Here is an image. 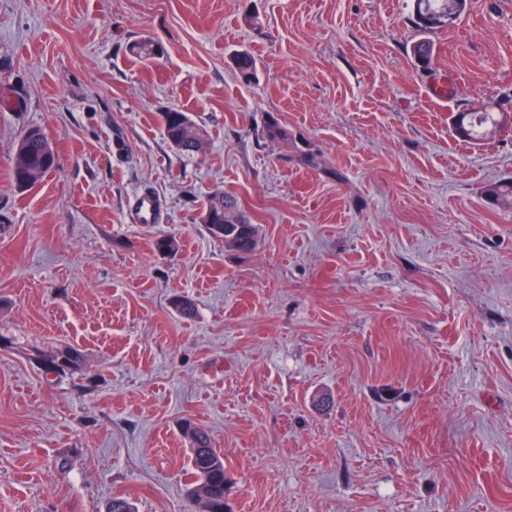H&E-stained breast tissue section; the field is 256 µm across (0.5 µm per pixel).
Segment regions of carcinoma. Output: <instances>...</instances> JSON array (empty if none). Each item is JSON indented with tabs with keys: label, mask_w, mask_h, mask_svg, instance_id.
I'll list each match as a JSON object with an SVG mask.
<instances>
[{
	"label": "carcinoma",
	"mask_w": 512,
	"mask_h": 512,
	"mask_svg": "<svg viewBox=\"0 0 512 512\" xmlns=\"http://www.w3.org/2000/svg\"><path fill=\"white\" fill-rule=\"evenodd\" d=\"M451 0H413L418 12L440 14L448 12ZM421 38L410 47L414 59L424 69L429 68L434 56V44L430 36L437 29H418ZM129 52L141 59L149 60L160 52V46L152 39L143 38L130 44ZM236 69L247 81L256 72V58L241 52L234 58ZM501 118V111L492 105L483 107V111L465 110L455 115L454 129L457 135L472 144H480L495 134ZM162 123L168 140L181 153L194 156L203 152L207 145V132L185 113L170 110L162 114ZM57 169L55 150L38 126L26 128L16 139L12 148L10 178L21 191L33 187L47 174ZM485 196L497 204H512V180L491 183L484 188ZM200 222L215 238L224 241V247L240 252L250 253L256 249L258 230L252 224L248 213L242 209L237 198L225 191L212 192L203 207ZM43 359L41 369L47 376L62 377L81 372L85 357L83 352L66 346L51 351L37 352ZM183 434L189 440L190 473L193 483L205 488L212 496L209 512H224V459L213 448L208 431L200 426L189 424Z\"/></svg>",
	"instance_id": "cac0c4a2"
}]
</instances>
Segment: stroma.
Instances as JSON below:
<instances>
[{
  "mask_svg": "<svg viewBox=\"0 0 512 512\" xmlns=\"http://www.w3.org/2000/svg\"><path fill=\"white\" fill-rule=\"evenodd\" d=\"M412 17L410 0H0V332L21 343L0 348V512L115 495L198 512L186 420L224 458L225 512H512V205L483 194L512 179V129H453L488 101L512 112V0H471L426 72ZM144 37L148 61L128 51ZM171 109L205 152L169 142ZM29 126L59 168L22 193ZM217 188L253 252L200 223ZM143 191L160 223L132 222ZM33 345L80 347L83 373L46 381ZM161 118L168 140L179 152L194 156L205 150L207 132L184 112L169 110Z\"/></svg>",
  "mask_w": 512,
  "mask_h": 512,
  "instance_id": "35a3bbf8",
  "label": "stroma"
}]
</instances>
